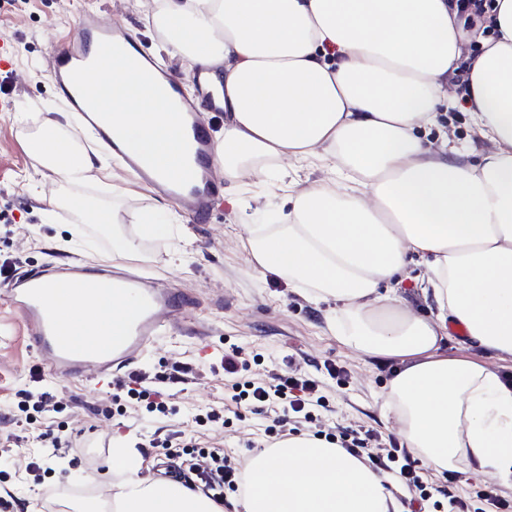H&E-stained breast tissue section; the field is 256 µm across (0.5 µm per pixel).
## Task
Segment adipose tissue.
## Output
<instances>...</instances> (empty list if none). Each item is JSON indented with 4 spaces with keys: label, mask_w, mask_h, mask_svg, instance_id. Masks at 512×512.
<instances>
[{
    "label": "adipose tissue",
    "mask_w": 512,
    "mask_h": 512,
    "mask_svg": "<svg viewBox=\"0 0 512 512\" xmlns=\"http://www.w3.org/2000/svg\"><path fill=\"white\" fill-rule=\"evenodd\" d=\"M146 21L166 54L220 77L215 165L229 187L287 160L319 173L289 184L282 223L248 228L252 269L287 279L339 342L391 364L382 410L416 457L512 488V372L448 354L454 324L512 362V0H493L475 54L452 0H152ZM94 70L113 124L177 172L180 130L150 79L117 55L95 56ZM461 101L483 149L440 128ZM76 120L57 112L26 140L40 168L70 183L107 159L77 146ZM431 127L436 140L418 136ZM414 266L421 311L395 291ZM54 300L81 341L111 335L124 308L107 288L88 302L58 288ZM117 465L127 475L111 512H224L144 474L137 448L119 449ZM233 512L402 510L366 459L298 434L252 455Z\"/></svg>",
    "instance_id": "obj_1"
}]
</instances>
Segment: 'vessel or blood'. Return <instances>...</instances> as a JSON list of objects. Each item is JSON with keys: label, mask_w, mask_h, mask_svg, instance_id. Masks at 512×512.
Instances as JSON below:
<instances>
[{"label": "vessel or blood", "mask_w": 512, "mask_h": 512, "mask_svg": "<svg viewBox=\"0 0 512 512\" xmlns=\"http://www.w3.org/2000/svg\"><path fill=\"white\" fill-rule=\"evenodd\" d=\"M113 54L136 51V36L131 31L99 24L95 14L82 15L76 32L64 49L53 55L50 75L54 86L68 99L73 111L79 112L100 138L107 141L113 157L119 159L142 183L172 196L195 220L202 221L213 210L221 192L212 175L214 141L211 126L202 120L201 111L224 109L221 93L215 89L206 71L193 73L191 82L195 97H187L181 82L167 79L162 94L186 138L185 155L177 176H160L153 163L138 154L117 133L104 126L96 105L87 98L79 81L90 65V52ZM94 279L96 287L112 289L113 293L137 295L138 306L103 343L79 346L68 328L59 322L51 309L50 285L71 288ZM0 303L15 311L36 350L49 360L54 374L75 377L84 367L98 366L100 376L108 382L119 381L120 368L142 355L166 333V325L158 317L160 310L179 312L187 300L169 288L137 276L116 275L108 270L91 272L82 267L48 268L32 275L16 278Z\"/></svg>", "instance_id": "b4317fda"}]
</instances>
